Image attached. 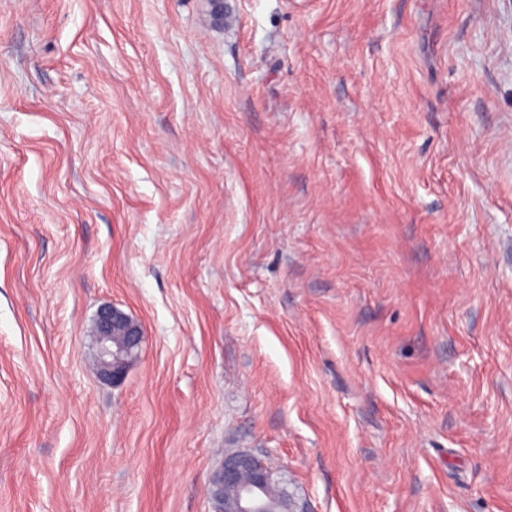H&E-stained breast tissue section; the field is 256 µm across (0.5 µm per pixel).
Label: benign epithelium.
<instances>
[{
  "label": "benign epithelium",
  "mask_w": 512,
  "mask_h": 512,
  "mask_svg": "<svg viewBox=\"0 0 512 512\" xmlns=\"http://www.w3.org/2000/svg\"><path fill=\"white\" fill-rule=\"evenodd\" d=\"M93 335L100 376L114 386L120 385L129 364L140 354V325L116 306H103L97 312ZM274 483L272 471L252 450L236 449L224 452V462L214 472L208 494L216 499L224 488H236L234 512H307L286 493L279 503H272L263 489Z\"/></svg>",
  "instance_id": "7a95c632"
}]
</instances>
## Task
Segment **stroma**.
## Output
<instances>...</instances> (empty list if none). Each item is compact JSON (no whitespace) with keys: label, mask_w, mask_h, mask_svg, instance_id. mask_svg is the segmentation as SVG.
Wrapping results in <instances>:
<instances>
[{"label":"stroma","mask_w":512,"mask_h":512,"mask_svg":"<svg viewBox=\"0 0 512 512\" xmlns=\"http://www.w3.org/2000/svg\"><path fill=\"white\" fill-rule=\"evenodd\" d=\"M237 448L512 512V0H0V512H212ZM93 335L100 376L112 382V386L120 385L129 364L140 354L143 341L140 325L116 306H103L97 312Z\"/></svg>","instance_id":"35a3bbf8"}]
</instances>
